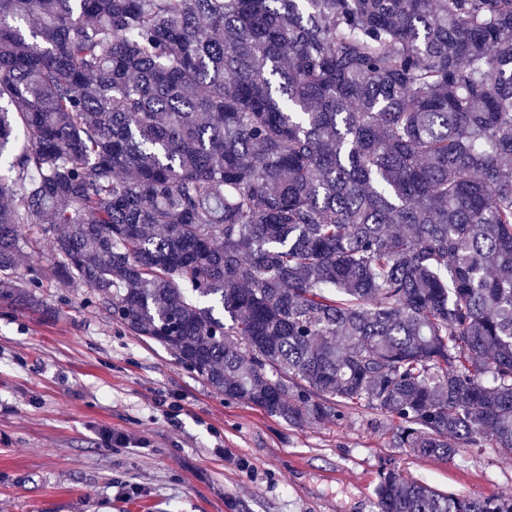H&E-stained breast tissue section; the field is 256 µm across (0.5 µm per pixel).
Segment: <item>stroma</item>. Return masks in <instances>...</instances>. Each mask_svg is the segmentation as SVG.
<instances>
[{
	"mask_svg": "<svg viewBox=\"0 0 512 512\" xmlns=\"http://www.w3.org/2000/svg\"><path fill=\"white\" fill-rule=\"evenodd\" d=\"M41 296L0 305V512H376L385 464L442 492L512 494V456L417 457L365 408L289 426L214 393L88 289Z\"/></svg>",
	"mask_w": 512,
	"mask_h": 512,
	"instance_id": "obj_1",
	"label": "stroma"
}]
</instances>
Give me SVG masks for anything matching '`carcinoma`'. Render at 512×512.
Returning a JSON list of instances; mask_svg holds the SVG:
<instances>
[{
	"label": "carcinoma",
	"instance_id": "1",
	"mask_svg": "<svg viewBox=\"0 0 512 512\" xmlns=\"http://www.w3.org/2000/svg\"><path fill=\"white\" fill-rule=\"evenodd\" d=\"M51 281L291 426L512 454V0H0V303Z\"/></svg>",
	"mask_w": 512,
	"mask_h": 512
}]
</instances>
